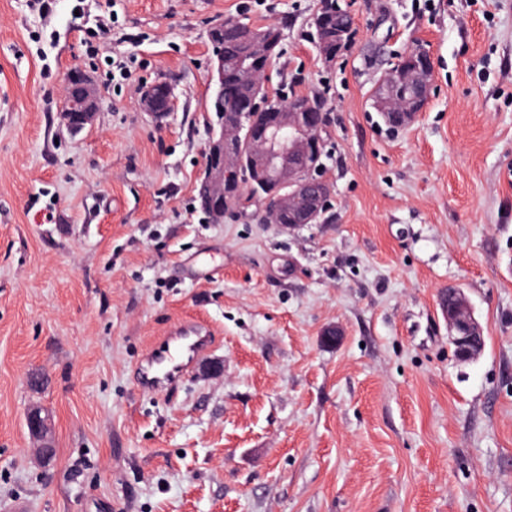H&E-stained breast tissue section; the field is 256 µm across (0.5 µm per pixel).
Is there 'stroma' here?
Segmentation results:
<instances>
[{"mask_svg":"<svg viewBox=\"0 0 512 512\" xmlns=\"http://www.w3.org/2000/svg\"><path fill=\"white\" fill-rule=\"evenodd\" d=\"M318 3L0 0V512H512V0H340L356 39L330 68ZM236 17L282 26L272 87L325 95L324 223L198 207L207 31ZM417 46L435 92L394 129L369 95ZM75 67L103 104L73 136ZM158 80L159 124L138 106ZM448 288L484 327L476 359L449 343ZM179 321L215 331L210 355L139 389ZM175 100L173 85L167 81H158L143 90L140 106L144 112H148L156 121H162L172 112ZM162 102L167 104V108L164 110L159 108V104ZM51 418L48 414L42 415L39 408L30 411L27 417V427L32 438L38 443V454L44 463H49L52 456L45 451L51 443Z\"/></svg>","mask_w":512,"mask_h":512,"instance_id":"35a3bbf8","label":"stroma"}]
</instances>
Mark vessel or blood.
Returning <instances> with one entry per match:
<instances>
[{
    "mask_svg": "<svg viewBox=\"0 0 512 512\" xmlns=\"http://www.w3.org/2000/svg\"><path fill=\"white\" fill-rule=\"evenodd\" d=\"M215 344L210 328L198 322H179L156 343L139 368L145 390H169L180 385Z\"/></svg>",
    "mask_w": 512,
    "mask_h": 512,
    "instance_id": "b4317fda",
    "label": "vessel or blood"
}]
</instances>
